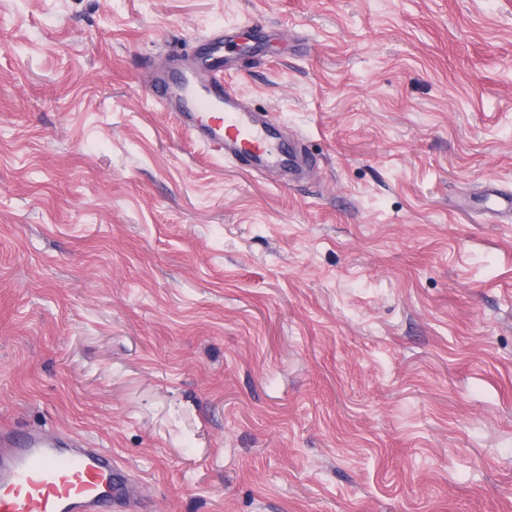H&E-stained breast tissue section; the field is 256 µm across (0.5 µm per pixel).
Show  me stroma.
Listing matches in <instances>:
<instances>
[{
	"label": "stroma",
	"instance_id": "stroma-1",
	"mask_svg": "<svg viewBox=\"0 0 512 512\" xmlns=\"http://www.w3.org/2000/svg\"><path fill=\"white\" fill-rule=\"evenodd\" d=\"M212 35L305 178L151 101ZM490 188L512 0H0V422L110 450L137 512H512Z\"/></svg>",
	"mask_w": 512,
	"mask_h": 512
}]
</instances>
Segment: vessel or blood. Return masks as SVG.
<instances>
[{
	"instance_id": "obj_1",
	"label": "vessel or blood",
	"mask_w": 512,
	"mask_h": 512,
	"mask_svg": "<svg viewBox=\"0 0 512 512\" xmlns=\"http://www.w3.org/2000/svg\"><path fill=\"white\" fill-rule=\"evenodd\" d=\"M204 49V73L177 70L152 99L213 151L282 163L284 148L270 125L256 123L235 91L225 88L219 43L208 38ZM116 475L111 451L88 447L80 435L0 424V512H112L130 497L128 488L111 487Z\"/></svg>"
}]
</instances>
